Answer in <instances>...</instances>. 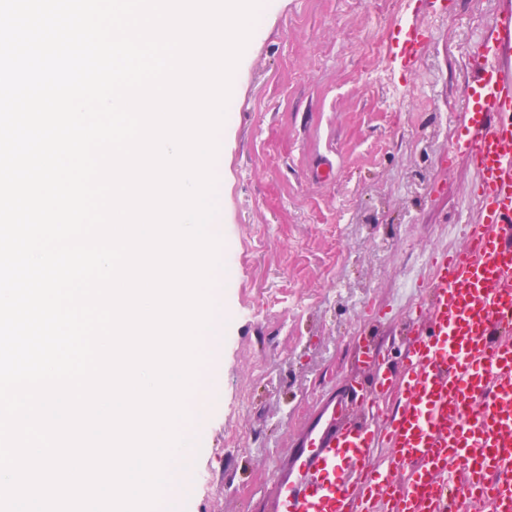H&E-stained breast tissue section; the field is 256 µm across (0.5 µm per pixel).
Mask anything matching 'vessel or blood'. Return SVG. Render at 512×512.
<instances>
[{
  "label": "vessel or blood",
  "mask_w": 512,
  "mask_h": 512,
  "mask_svg": "<svg viewBox=\"0 0 512 512\" xmlns=\"http://www.w3.org/2000/svg\"><path fill=\"white\" fill-rule=\"evenodd\" d=\"M483 46L454 147L476 173L466 244L429 254L400 375L359 347L375 420L338 403L307 436L276 512H512V11ZM393 389L398 405L382 410Z\"/></svg>",
  "instance_id": "obj_1"
}]
</instances>
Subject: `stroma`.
Wrapping results in <instances>:
<instances>
[{"label":"stroma","mask_w":512,"mask_h":512,"mask_svg":"<svg viewBox=\"0 0 512 512\" xmlns=\"http://www.w3.org/2000/svg\"><path fill=\"white\" fill-rule=\"evenodd\" d=\"M512 0H268L224 123L223 397L169 512H274L331 401L385 358L432 250L464 243L475 173L450 152L472 47ZM424 32L421 42L410 40ZM416 56L407 66V56ZM330 162L333 173L313 172ZM383 310L374 326L366 309Z\"/></svg>","instance_id":"stroma-1"}]
</instances>
